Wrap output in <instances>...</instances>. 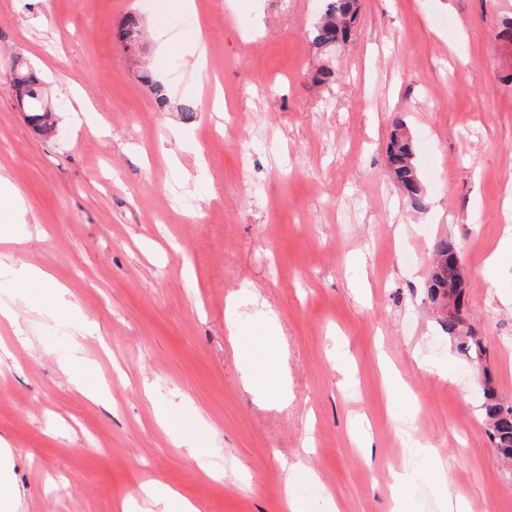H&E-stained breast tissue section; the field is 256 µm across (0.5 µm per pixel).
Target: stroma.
I'll return each instance as SVG.
<instances>
[{"label": "stroma", "mask_w": 512, "mask_h": 512, "mask_svg": "<svg viewBox=\"0 0 512 512\" xmlns=\"http://www.w3.org/2000/svg\"><path fill=\"white\" fill-rule=\"evenodd\" d=\"M156 3L0 0V178L22 200L0 243V304L16 314L0 320V444L16 512H121L150 480L204 512H289L291 491L340 512H391L399 497L442 512L439 467L472 512H512L481 379L425 294L435 239L455 238L470 322L512 401V255L482 272L512 234V58L495 39L512 0H360L331 84L314 79L309 36L322 0H195L147 23L142 47L117 45L126 13L147 22ZM199 26L203 71L187 43ZM16 53L44 80L55 136L15 107ZM399 119L422 213L386 171ZM91 120L107 137L87 135ZM28 266L67 288L92 334L17 295L11 275ZM267 316L284 404L243 390L232 341ZM385 360L415 406L390 391ZM74 361L99 400L69 381ZM362 422L367 448L352 441Z\"/></svg>", "instance_id": "35a3bbf8"}]
</instances>
